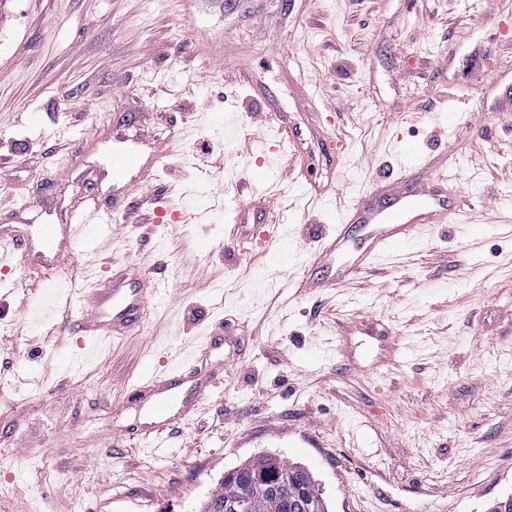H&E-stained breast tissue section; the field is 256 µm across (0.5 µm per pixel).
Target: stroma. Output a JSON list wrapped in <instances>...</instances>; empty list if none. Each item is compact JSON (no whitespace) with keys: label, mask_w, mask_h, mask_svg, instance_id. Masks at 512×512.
I'll return each instance as SVG.
<instances>
[{"label":"stroma","mask_w":512,"mask_h":512,"mask_svg":"<svg viewBox=\"0 0 512 512\" xmlns=\"http://www.w3.org/2000/svg\"><path fill=\"white\" fill-rule=\"evenodd\" d=\"M167 138L147 181L113 178ZM299 166L347 201L383 173L459 178L447 223L289 292L267 233L309 258L340 221L267 177ZM91 195L115 236L76 246L54 306L0 270V512H200L260 455L307 467L328 512L512 493V0H0V226L38 234ZM115 262L169 295L82 338ZM189 367L204 393L150 432L129 385ZM165 144L157 145L151 164L144 165L140 163L139 155L131 151H123L115 155L112 159V170L116 175L125 174L129 170L138 169V176L140 180H146L152 169L162 163L164 159L171 153L170 147H165Z\"/></svg>","instance_id":"35a3bbf8"}]
</instances>
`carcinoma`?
Here are the masks:
<instances>
[{"label": "carcinoma", "instance_id": "obj_1", "mask_svg": "<svg viewBox=\"0 0 512 512\" xmlns=\"http://www.w3.org/2000/svg\"><path fill=\"white\" fill-rule=\"evenodd\" d=\"M288 499L290 512H328L311 472L298 463L257 457L222 478L203 505L202 512H232L241 500L251 512H281L279 500Z\"/></svg>", "mask_w": 512, "mask_h": 512}]
</instances>
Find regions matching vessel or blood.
<instances>
[{
    "label": "vessel or blood",
    "instance_id": "vessel-or-blood-1",
    "mask_svg": "<svg viewBox=\"0 0 512 512\" xmlns=\"http://www.w3.org/2000/svg\"><path fill=\"white\" fill-rule=\"evenodd\" d=\"M169 153L168 147L157 145L153 163L148 166L141 164L137 153L123 151L113 157L112 170L118 175L134 170L144 180L150 176L153 164L162 163ZM456 180V173L448 171L438 176L439 187L432 191L394 192L380 184L372 191L360 193L343 207L340 224L321 236L314 260L303 262L301 288L336 287L365 266L394 253L413 238L419 225L442 223L448 215V189ZM112 230V224L101 217L98 203L93 202L84 212L74 215L71 223L58 229L46 226L35 243L0 230V248L20 250L23 261L31 268L36 267L38 258L52 254L53 262L43 272L49 280L68 263L76 244L104 241ZM160 291V285L130 277L120 266H113L109 284L93 289L86 298L89 311L82 318L85 336L107 340L129 333L147 300ZM130 394L149 402L150 417L159 428L185 400L179 383L173 379L155 383L149 392L131 388Z\"/></svg>",
    "mask_w": 512,
    "mask_h": 512
}]
</instances>
